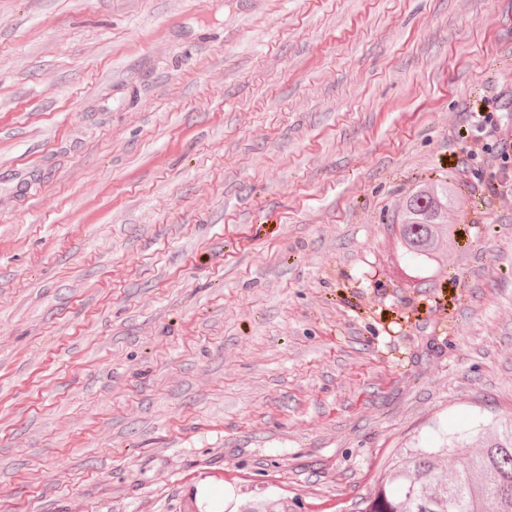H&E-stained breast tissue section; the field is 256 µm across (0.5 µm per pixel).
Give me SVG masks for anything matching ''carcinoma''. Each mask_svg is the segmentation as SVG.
<instances>
[{
    "mask_svg": "<svg viewBox=\"0 0 512 512\" xmlns=\"http://www.w3.org/2000/svg\"><path fill=\"white\" fill-rule=\"evenodd\" d=\"M460 189L454 180L421 181L408 193L397 215V247L390 270L412 283L418 272L437 263L444 250L458 244L457 225L448 223V211L458 207ZM484 426L440 435L437 448H420L392 466L387 482L364 502L362 512H512V417L501 422L483 448L461 458L458 475L440 478L434 461L451 455ZM224 512H294L288 495L272 491L260 498L234 497Z\"/></svg>",
    "mask_w": 512,
    "mask_h": 512,
    "instance_id": "carcinoma-1",
    "label": "carcinoma"
}]
</instances>
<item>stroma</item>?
Wrapping results in <instances>:
<instances>
[{"mask_svg": "<svg viewBox=\"0 0 512 512\" xmlns=\"http://www.w3.org/2000/svg\"><path fill=\"white\" fill-rule=\"evenodd\" d=\"M508 136L512 0H0V512H358L512 416ZM460 189L454 180L418 182L408 193L397 215V247L390 270L407 283L419 278L424 267L436 264L444 254L457 248V224H447L448 211L458 207ZM238 496H233L224 504V512H294L293 500L290 503L288 495L284 493L272 491L260 498Z\"/></svg>", "mask_w": 512, "mask_h": 512, "instance_id": "35a3bbf8", "label": "stroma"}]
</instances>
